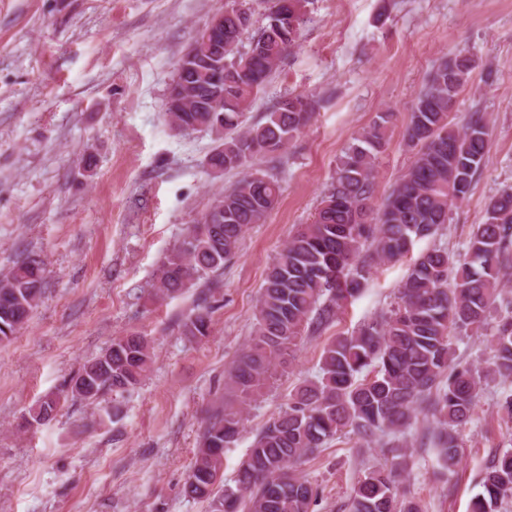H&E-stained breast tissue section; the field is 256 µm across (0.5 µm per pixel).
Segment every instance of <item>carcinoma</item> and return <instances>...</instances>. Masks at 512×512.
Masks as SVG:
<instances>
[{"label": "carcinoma", "instance_id": "obj_1", "mask_svg": "<svg viewBox=\"0 0 512 512\" xmlns=\"http://www.w3.org/2000/svg\"><path fill=\"white\" fill-rule=\"evenodd\" d=\"M308 0H273L267 23L251 26L248 9L224 6V111L169 112L172 128L203 129L216 146L206 158L213 172L243 177L218 193L189 225L155 273L156 295L174 299L194 282L224 268L245 231L279 202L277 180L253 169L258 157L282 154L307 123L312 103L301 94L282 97L264 120L246 123L257 94L299 40ZM475 69L465 55L453 68L443 61L417 95L406 124L413 160L381 206H376V160L387 144L393 113L381 112L344 153L312 223L288 238L271 264L258 299L252 338L227 371L224 408L205 424L182 486L210 512H314L318 488L300 471L304 458L340 433L389 447L392 462L368 469L357 482L350 512H422L400 490L403 462L397 448L419 420L432 416L441 467L460 461L458 430L472 422L482 385L512 386V300L490 333L483 367L456 361L454 338L483 333L512 268V189L493 196L483 221L472 227L464 254L434 247L419 253L386 313L323 348L319 375L294 388L277 415L258 431L241 463L235 487L223 481L224 449L236 444L245 411L293 358L313 328L330 323L362 291L372 270L400 260L448 223L451 207L467 199L489 150L481 112L458 119L456 102ZM46 263L28 256L0 274V343L29 320L43 294ZM212 307L198 305L182 322L194 340L210 335ZM152 364V347L140 334L116 336L86 361L62 388L22 416L30 428L51 422L68 399L118 422L121 396L140 384ZM470 512H499L512 500V449L493 457Z\"/></svg>", "mask_w": 512, "mask_h": 512}]
</instances>
